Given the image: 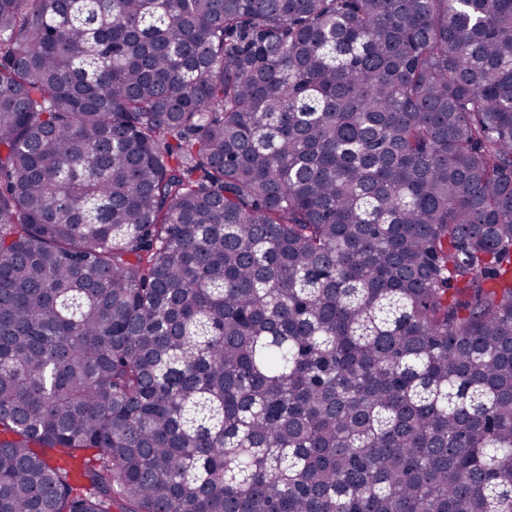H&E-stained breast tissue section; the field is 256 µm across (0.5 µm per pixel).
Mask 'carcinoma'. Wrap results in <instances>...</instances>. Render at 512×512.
<instances>
[{"label":"carcinoma","instance_id":"1","mask_svg":"<svg viewBox=\"0 0 512 512\" xmlns=\"http://www.w3.org/2000/svg\"><path fill=\"white\" fill-rule=\"evenodd\" d=\"M0 512H512V0H0Z\"/></svg>","mask_w":512,"mask_h":512}]
</instances>
